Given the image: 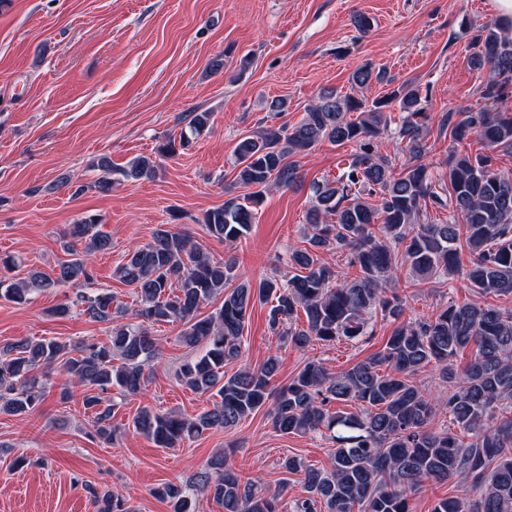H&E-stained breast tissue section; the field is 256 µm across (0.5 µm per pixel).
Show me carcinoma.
I'll use <instances>...</instances> for the list:
<instances>
[{
    "instance_id": "obj_1",
    "label": "carcinoma",
    "mask_w": 512,
    "mask_h": 512,
    "mask_svg": "<svg viewBox=\"0 0 512 512\" xmlns=\"http://www.w3.org/2000/svg\"><path fill=\"white\" fill-rule=\"evenodd\" d=\"M477 68H488L483 86L485 105L450 112L443 125L460 141L477 135L487 152L448 154V197H443L421 162L422 134L428 116L420 90L400 85L372 101L323 91L295 124H267L241 138L235 149V184L247 193L207 210L197 219L208 235L232 243L255 223L257 207L273 188L299 183L293 157L321 141L351 143L355 153L338 178L312 186L314 204L307 214V246L288 254L299 269L286 282L264 278L253 284L239 280L236 263L214 262L189 235L159 225L151 241L135 248L116 268L119 280L133 288L139 308L128 311L105 290L82 291L59 303L52 314L89 316L111 331L109 343L71 345L52 338H23L0 349V414L27 413L47 396V370L65 377L59 402L71 388H84L83 404L92 410L91 437L113 441L114 417L124 400L142 392L145 368L160 354V339L148 326L178 322L179 342L204 352L185 362L177 379L189 389L216 398L213 407L195 417L142 407L130 424L134 432L159 448H177L205 431L231 429L266 409L273 429L283 435L329 434L335 445L329 471L288 457L283 467L304 474L305 496L283 504L254 478H243L224 456L213 457L189 485L165 483L154 494L170 504V512H194L202 494L224 512H410V500L427 480L444 481L463 474L472 485L462 496L438 500L432 512H512V309L495 304L512 296V178L494 169V153H512V111L498 104L512 89V37L499 23L487 25L471 42ZM384 80L368 62L352 74L364 88ZM404 113L398 136L411 164L396 170L377 154L387 131V108ZM208 112H192L178 135L116 168L102 156L95 187L107 192L114 176L127 182L152 177L158 160L192 146L210 124ZM447 209L446 224H417L422 206ZM102 219L86 214L69 226L63 248L70 259L51 278L38 270L19 281L0 279V300L23 305L30 295L58 286L82 287L93 279L88 257L111 249L101 231ZM465 238L471 256L462 270L458 242ZM347 253L352 276L319 261L320 252ZM406 270L408 286L462 273L479 302L449 301L427 316L397 325L383 347L349 369L330 374L309 361L287 383L276 386L279 359L269 356L258 367L224 374V363L242 355V331L255 303L270 305L268 325L293 348L359 341L373 335L372 319H399L406 300L386 295V284ZM222 298L205 315L201 306ZM305 324H299V314ZM475 350L463 370L464 385H454V358L469 346ZM448 384V399L434 404L414 380L429 366ZM354 402L348 413L334 403ZM449 417L440 430L429 427L437 415ZM95 512H136L118 492H92Z\"/></svg>"
}]
</instances>
